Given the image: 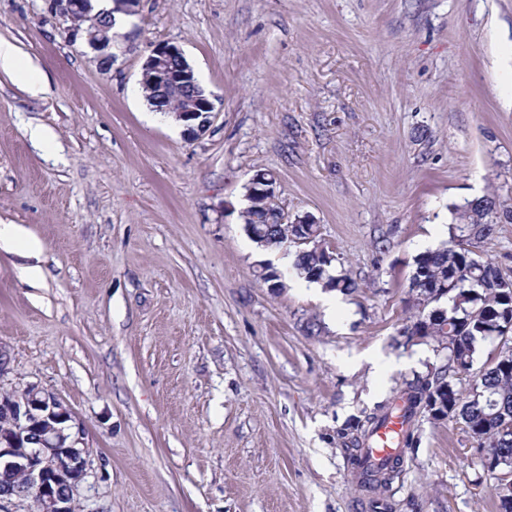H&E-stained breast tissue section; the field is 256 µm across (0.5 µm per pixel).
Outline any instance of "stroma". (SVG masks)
Here are the masks:
<instances>
[{
  "label": "stroma",
  "instance_id": "35a3bbf8",
  "mask_svg": "<svg viewBox=\"0 0 512 512\" xmlns=\"http://www.w3.org/2000/svg\"><path fill=\"white\" fill-rule=\"evenodd\" d=\"M135 22L104 71L50 0H0L45 84L0 71V225L44 246L39 281L0 249V392L38 385L82 423L81 512H499L455 418L417 414L380 492L350 470L367 417L445 362L403 334L414 257L455 206L512 204V0H140ZM157 42L213 98L198 139L143 97ZM259 169L354 293L251 241ZM474 250L512 278V221Z\"/></svg>",
  "mask_w": 512,
  "mask_h": 512
}]
</instances>
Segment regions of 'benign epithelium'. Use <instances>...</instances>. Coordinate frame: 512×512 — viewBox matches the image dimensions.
<instances>
[{"label":"benign epithelium","instance_id":"1","mask_svg":"<svg viewBox=\"0 0 512 512\" xmlns=\"http://www.w3.org/2000/svg\"><path fill=\"white\" fill-rule=\"evenodd\" d=\"M140 0H112L109 9L97 8L96 0H51L52 9L67 22L71 40H83L96 52L103 70L116 61L113 48L127 34L115 31L114 15H135ZM142 79L154 76L166 91L190 92L188 106L172 112L189 138L210 127L215 105L197 91L196 74L183 51L159 42L149 46L141 65ZM266 195V204L277 201L276 186L267 185L262 175L249 181V192ZM0 413L11 422V433H0V512H15L28 502L36 512H73L75 491L88 474L89 460L84 447V428L54 396L35 384L0 396ZM484 471L508 479L503 457L483 455Z\"/></svg>","mask_w":512,"mask_h":512}]
</instances>
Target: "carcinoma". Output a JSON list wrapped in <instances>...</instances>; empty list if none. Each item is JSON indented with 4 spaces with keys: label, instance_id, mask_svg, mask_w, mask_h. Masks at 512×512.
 Instances as JSON below:
<instances>
[{
    "label": "carcinoma",
    "instance_id": "obj_1",
    "mask_svg": "<svg viewBox=\"0 0 512 512\" xmlns=\"http://www.w3.org/2000/svg\"><path fill=\"white\" fill-rule=\"evenodd\" d=\"M494 199L467 201L456 208L449 225V239L434 249L418 254L410 277V287L426 289L427 298L410 307L417 310L415 321L404 328L408 339H431L448 351V363L434 372L406 384L400 398L405 400L408 418L419 412L430 413L431 401L445 402L447 418H460L478 447L512 458V367H501L499 356L509 354L512 329H505L506 316H512V279L504 277L497 266L473 257V240L490 237L495 222L490 220ZM271 212L248 204L242 212L247 235H266V240L283 246H296L293 266L309 282L350 294L357 284L348 274L337 271L325 252H316L303 239L318 237L315 224H272ZM446 298L452 302L446 311H426V307ZM500 340L498 357L480 371L471 384L468 397L458 388L460 375L473 366L481 342Z\"/></svg>",
    "mask_w": 512,
    "mask_h": 512
}]
</instances>
